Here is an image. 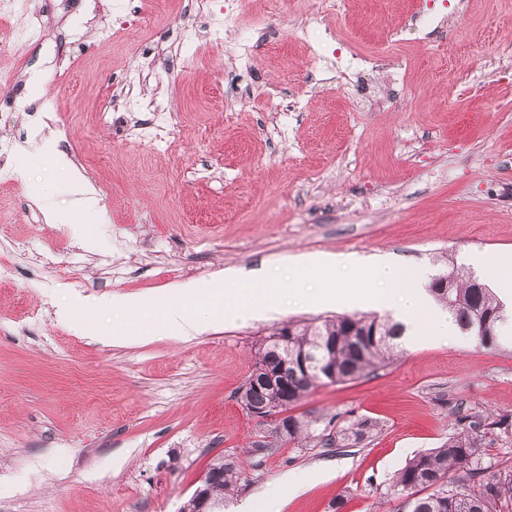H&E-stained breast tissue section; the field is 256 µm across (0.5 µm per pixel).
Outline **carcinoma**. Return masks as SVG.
Segmentation results:
<instances>
[{
    "mask_svg": "<svg viewBox=\"0 0 512 512\" xmlns=\"http://www.w3.org/2000/svg\"><path fill=\"white\" fill-rule=\"evenodd\" d=\"M436 300L454 316L460 330L485 343L494 341L497 325L504 321L503 304L473 272L462 265L448 267V287L430 288ZM272 331L264 340L255 367L276 370L285 355L313 356L307 367L297 366L288 396L260 384L239 396L243 405L280 408L288 414V442L315 438L316 421L290 413L307 395L323 384L367 376L393 361L404 326L375 316L344 315L320 322L301 323L283 344ZM506 421H473L448 437L440 447L412 458L389 480L387 494L397 502L396 512H512V471L483 463L490 431ZM376 429L369 418H357L338 432L343 441L359 442ZM213 502L223 504L238 492L241 471L233 460L212 464Z\"/></svg>",
    "mask_w": 512,
    "mask_h": 512,
    "instance_id": "carcinoma-1",
    "label": "carcinoma"
}]
</instances>
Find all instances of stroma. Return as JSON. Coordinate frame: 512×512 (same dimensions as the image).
Here are the masks:
<instances>
[{
  "instance_id": "1",
  "label": "stroma",
  "mask_w": 512,
  "mask_h": 512,
  "mask_svg": "<svg viewBox=\"0 0 512 512\" xmlns=\"http://www.w3.org/2000/svg\"><path fill=\"white\" fill-rule=\"evenodd\" d=\"M260 31L248 102H233L234 34L195 15L202 46L184 62L177 43L190 0H155L147 31L139 0H32L43 40L0 17V512H179L211 462L231 456L241 487L224 512L261 506L293 474L302 490L280 512H393L389 478L458 429L456 406L512 418V345L471 335L420 337L376 373L314 390L295 414L319 428L369 418L360 443L281 444L252 451L263 427L236 393L260 342L287 322L340 315L320 302H285L275 316L227 322L188 340L158 329L164 293L230 266L287 269L296 254L402 255L428 277L449 261L512 252V0H351L333 38L311 6L273 12L239 0ZM127 26L123 41L101 33ZM403 40H396L395 31ZM325 58L311 83V51ZM403 60L407 82L358 57ZM157 57L159 81L130 97L177 113L171 148L149 112L113 108L126 72ZM369 85L350 103L341 81ZM307 94L278 133L258 102ZM49 100L45 112L7 110L10 98ZM53 140L63 170L44 154ZM96 190L103 223L83 237L47 221L69 210L70 174ZM40 198H32L31 189ZM138 295L140 311H57L75 295ZM147 319L154 339H138ZM124 342L112 345L108 336Z\"/></svg>"
}]
</instances>
